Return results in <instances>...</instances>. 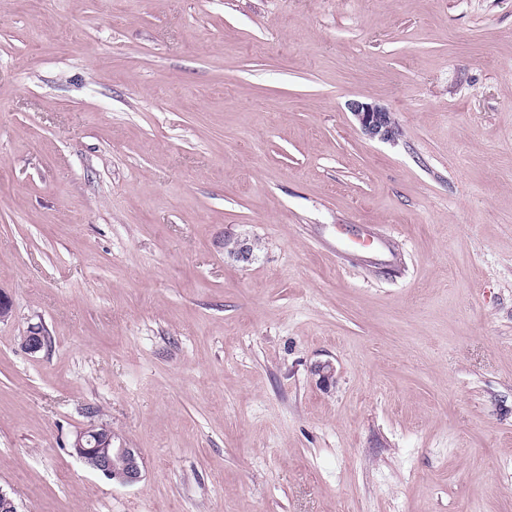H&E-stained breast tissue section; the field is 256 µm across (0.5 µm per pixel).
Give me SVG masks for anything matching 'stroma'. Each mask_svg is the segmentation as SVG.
<instances>
[{
    "label": "stroma",
    "instance_id": "obj_1",
    "mask_svg": "<svg viewBox=\"0 0 512 512\" xmlns=\"http://www.w3.org/2000/svg\"><path fill=\"white\" fill-rule=\"evenodd\" d=\"M0 291L19 512H512V0H0ZM348 106L362 133L368 138L392 141L398 135L391 113L386 109L360 101H352ZM113 438L110 424L93 422L76 432L71 448L85 466L107 479L125 486L139 483L144 467L137 449L113 447Z\"/></svg>",
    "mask_w": 512,
    "mask_h": 512
}]
</instances>
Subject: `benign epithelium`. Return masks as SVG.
Segmentation results:
<instances>
[{
    "label": "benign epithelium",
    "instance_id": "obj_1",
    "mask_svg": "<svg viewBox=\"0 0 512 512\" xmlns=\"http://www.w3.org/2000/svg\"><path fill=\"white\" fill-rule=\"evenodd\" d=\"M349 109L362 133L370 139L392 141L398 129L386 109L352 101ZM21 347L29 354H36L47 347L42 329L32 326L21 341ZM112 426L106 422H93L76 432L73 454L89 469L125 486H132L143 479V462L137 449L112 446Z\"/></svg>",
    "mask_w": 512,
    "mask_h": 512
}]
</instances>
